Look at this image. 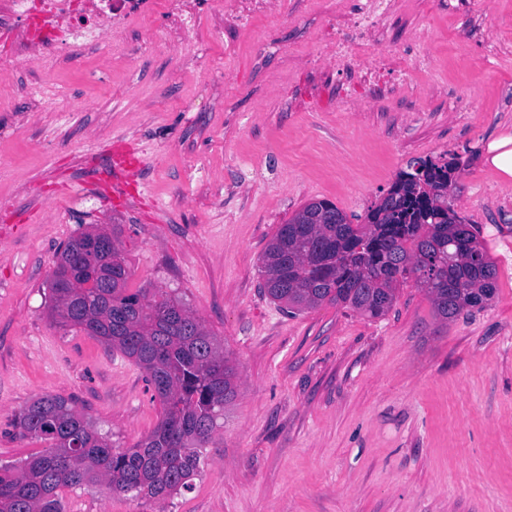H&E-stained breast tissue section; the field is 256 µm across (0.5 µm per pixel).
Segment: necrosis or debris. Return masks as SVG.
I'll return each instance as SVG.
<instances>
[{"mask_svg": "<svg viewBox=\"0 0 512 512\" xmlns=\"http://www.w3.org/2000/svg\"><path fill=\"white\" fill-rule=\"evenodd\" d=\"M408 0H349L342 15L324 37L338 69L356 74L369 90L382 79L404 82L426 68L424 56L407 51L373 55L384 37L387 20L405 9ZM250 27L258 19H284L293 0H43L39 12H30L28 0H11V18L0 20V39H23L30 62L44 58L46 45L78 50L87 45H120L131 22L160 16L166 22L168 42L177 58L191 55L188 39L202 10Z\"/></svg>", "mask_w": 512, "mask_h": 512, "instance_id": "1", "label": "necrosis or debris"}]
</instances>
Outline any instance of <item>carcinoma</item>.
<instances>
[{
  "label": "carcinoma",
  "instance_id": "1",
  "mask_svg": "<svg viewBox=\"0 0 512 512\" xmlns=\"http://www.w3.org/2000/svg\"><path fill=\"white\" fill-rule=\"evenodd\" d=\"M455 158H417L389 190L391 213L374 206L361 228L319 200L279 225L262 256L263 287L297 313L324 302L377 318L409 280L431 298L436 314L454 319L481 309L496 290L498 270L478 227L448 207ZM112 225V250L90 225L60 250L49 281L50 315L120 352L146 375L162 406L154 430L131 448L101 436L72 401L41 396L13 419L22 437L50 442L42 452L0 466V512H64L60 490L100 487L164 502L192 486L203 448L236 393V367L176 298L128 288L131 276Z\"/></svg>",
  "mask_w": 512,
  "mask_h": 512
}]
</instances>
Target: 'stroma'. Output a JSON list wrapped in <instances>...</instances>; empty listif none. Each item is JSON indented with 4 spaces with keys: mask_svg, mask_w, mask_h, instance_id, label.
Wrapping results in <instances>:
<instances>
[{
    "mask_svg": "<svg viewBox=\"0 0 512 512\" xmlns=\"http://www.w3.org/2000/svg\"><path fill=\"white\" fill-rule=\"evenodd\" d=\"M411 0L382 51L423 31L408 91L342 100L324 60L339 0H295L276 25L209 16L180 65L162 21L101 47L52 53L0 97V465L42 451L11 423L33 399H72L112 444L149 435L161 405L144 373L50 315L58 249L117 224L129 288L182 300L238 371L237 394L191 490L165 503L63 489L64 512H512V179L483 155L512 128V0ZM501 45L497 56L488 42ZM138 164L126 193L97 188L114 147ZM456 157L448 203L498 268L487 306L444 320L414 284L368 317L325 303L291 315L259 258L306 203L364 223L414 157Z\"/></svg>",
    "mask_w": 512,
    "mask_h": 512,
    "instance_id": "1",
    "label": "stroma"
}]
</instances>
